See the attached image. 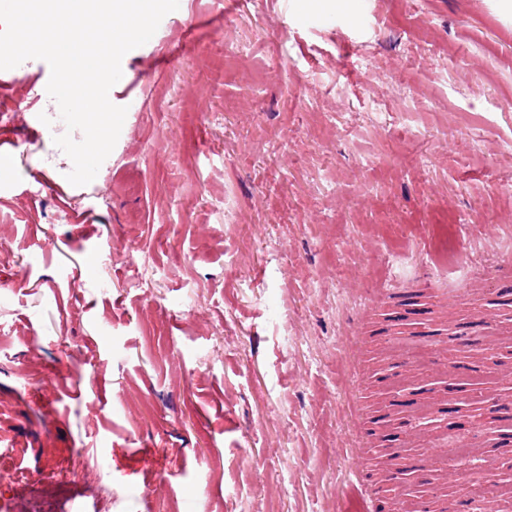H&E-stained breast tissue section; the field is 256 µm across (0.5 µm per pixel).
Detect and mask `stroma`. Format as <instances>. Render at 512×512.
Returning <instances> with one entry per match:
<instances>
[{"instance_id": "obj_1", "label": "stroma", "mask_w": 512, "mask_h": 512, "mask_svg": "<svg viewBox=\"0 0 512 512\" xmlns=\"http://www.w3.org/2000/svg\"><path fill=\"white\" fill-rule=\"evenodd\" d=\"M180 3L124 56L88 185L48 64L0 70V512L377 510L351 462L393 303L363 301L434 280L459 320L494 292L512 23L491 0Z\"/></svg>"}]
</instances>
